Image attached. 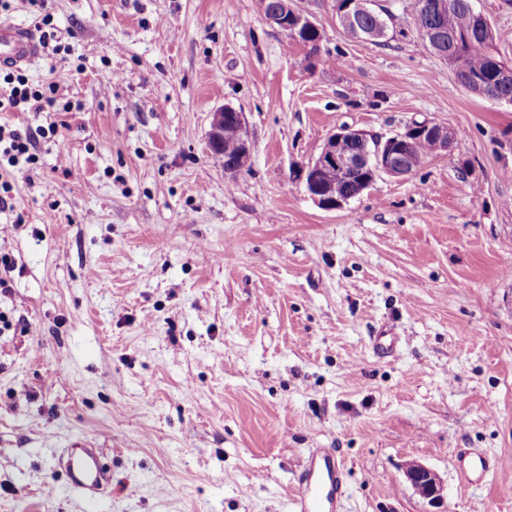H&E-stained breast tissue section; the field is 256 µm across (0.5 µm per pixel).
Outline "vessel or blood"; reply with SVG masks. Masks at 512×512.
Masks as SVG:
<instances>
[{"instance_id":"vessel-or-blood-1","label":"vessel or blood","mask_w":512,"mask_h":512,"mask_svg":"<svg viewBox=\"0 0 512 512\" xmlns=\"http://www.w3.org/2000/svg\"><path fill=\"white\" fill-rule=\"evenodd\" d=\"M40 52L33 30L9 20L0 21V68L27 64ZM458 470L465 482H475L485 475L489 462L483 456H459ZM66 474L86 501H95L111 481L91 448L66 451ZM345 495L344 473L332 448L315 449L308 457L300 479V490L294 500L295 512H337Z\"/></svg>"}]
</instances>
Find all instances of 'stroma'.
I'll return each mask as SVG.
<instances>
[{"instance_id": "35a3bbf8", "label": "stroma", "mask_w": 512, "mask_h": 512, "mask_svg": "<svg viewBox=\"0 0 512 512\" xmlns=\"http://www.w3.org/2000/svg\"><path fill=\"white\" fill-rule=\"evenodd\" d=\"M411 3L375 0L373 42L294 0L330 67L259 0H49L61 50L23 70L76 109L0 112L44 131L0 210V512H293L316 448L341 512H430L411 462L447 512H512V104L462 87ZM474 5L512 62V0ZM226 105L234 175L207 142ZM424 119L457 137L408 179L325 210L297 176L339 126ZM78 442L112 475L91 505L59 466ZM228 136H233L232 139L237 142L239 146V152L237 154L240 161L250 156V142L247 129V123L243 112H239L231 106H224L215 112H212V119L210 122V130L208 132V144L210 151L224 159V171L228 174H236L244 169L248 165V161L245 160L243 163L237 160L231 159L236 157L238 150L236 144L230 140L225 141ZM225 141V143H224ZM224 143V152L229 157H223L222 153H219ZM469 455L470 453L460 455L457 461V466L460 475L465 482L476 483L481 481L484 475L489 471L490 464L482 455L468 458ZM475 474L478 475L475 476ZM406 477L414 490L425 489L423 499L441 509L444 503L443 486L433 470L422 464L412 465L407 469Z\"/></svg>"}]
</instances>
